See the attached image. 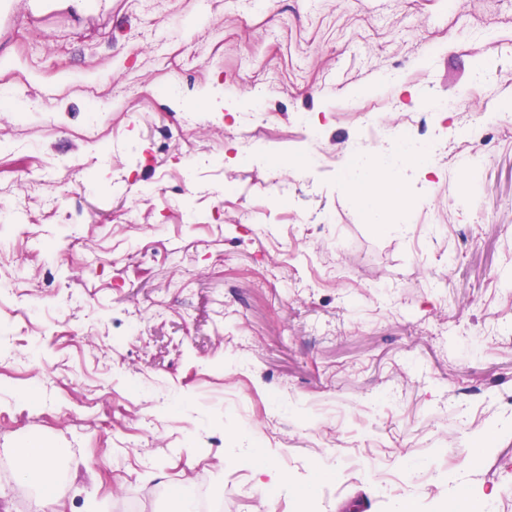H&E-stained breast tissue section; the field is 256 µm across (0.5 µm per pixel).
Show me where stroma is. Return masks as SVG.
<instances>
[{"label":"stroma","instance_id":"35a3bbf8","mask_svg":"<svg viewBox=\"0 0 512 512\" xmlns=\"http://www.w3.org/2000/svg\"><path fill=\"white\" fill-rule=\"evenodd\" d=\"M487 61L512 103V0H0V142L18 148L0 155V196L25 168L80 163L56 215L31 198L18 231L0 233V275L43 296L27 316L0 313L17 322L0 352V459L58 449L69 512H126L130 498L174 512L170 489L202 487L221 512L267 499L295 512L289 485L322 470L344 487L315 512H440L457 492L512 512V125L469 171L460 159L490 102L428 116L455 161L405 171L393 227L369 221L345 182L361 123L346 100L368 92L396 124L412 97H459ZM395 68L401 85L383 83ZM263 85L255 140L269 160L256 165L234 150L233 113ZM34 98L43 112L12 120ZM190 107L225 118L194 134L180 123ZM297 113L322 164L290 174L282 201L254 200L278 176L271 160L305 145ZM216 157L241 189L220 204ZM189 170L184 194L166 192ZM459 180L471 203L457 209ZM34 388L52 414L30 411ZM465 437L486 439L480 467L411 469ZM254 452L277 476L269 492Z\"/></svg>","mask_w":512,"mask_h":512}]
</instances>
